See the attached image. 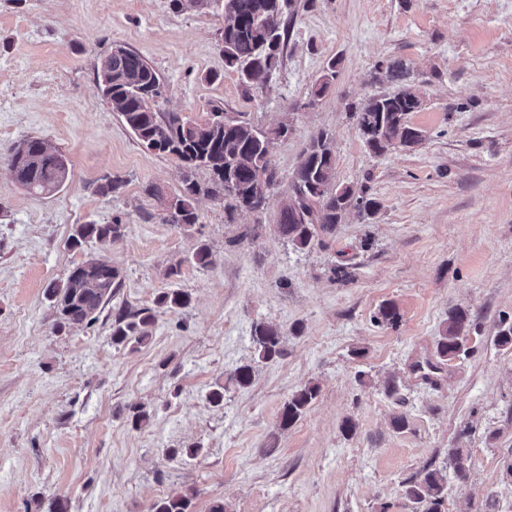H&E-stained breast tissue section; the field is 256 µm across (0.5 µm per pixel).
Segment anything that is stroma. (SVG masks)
<instances>
[{"label":"stroma","instance_id":"stroma-1","mask_svg":"<svg viewBox=\"0 0 512 512\" xmlns=\"http://www.w3.org/2000/svg\"><path fill=\"white\" fill-rule=\"evenodd\" d=\"M280 65L245 91L218 48L214 10L172 0H0V512H149L191 494V512H412L407 482L461 448L467 479L449 478L442 512H512V0H293ZM139 53L167 85L166 111L201 123L212 106L263 126L289 121L270 159L279 183L260 212L227 213L207 170L145 149L94 91L113 45ZM339 58L328 93L309 90ZM400 57L423 94L412 150L372 154L354 107L393 92L374 78ZM335 139V180L367 187L374 216L350 212L321 245L299 251L273 230L305 145ZM39 138L67 158L51 195L13 178L10 148ZM120 177L119 194L93 186ZM203 192L191 230L164 222L149 184ZM121 217L124 236L71 248L74 225ZM207 244L211 263L190 257ZM90 257L122 284L96 322L59 329L49 283ZM177 274H170V267ZM181 289L188 307L156 308ZM392 304L396 325L376 324ZM155 308L148 342H112L119 307ZM454 309L477 324L466 355L426 381ZM277 325L282 354L255 363L256 322ZM255 364L250 386L230 376ZM395 393H388V383ZM223 384L224 403L207 393ZM316 401L288 430L279 415L300 387ZM150 412L133 428L130 408ZM404 417L395 429V417ZM353 432H345V421ZM275 449H268L270 435ZM199 445L196 458L171 449Z\"/></svg>","mask_w":512,"mask_h":512}]
</instances>
